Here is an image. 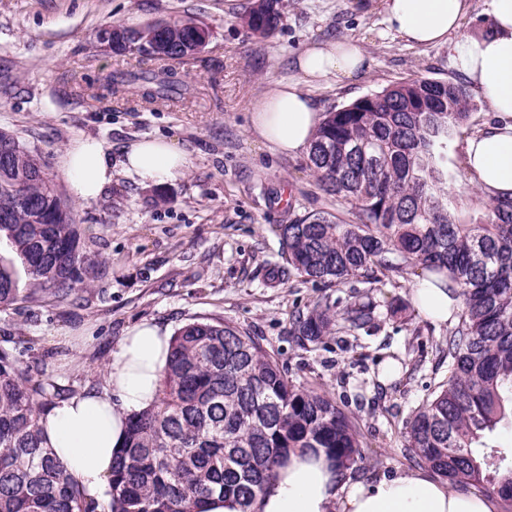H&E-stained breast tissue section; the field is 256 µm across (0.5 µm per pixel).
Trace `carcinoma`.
<instances>
[{
	"label": "carcinoma",
	"instance_id": "cac0c4a2",
	"mask_svg": "<svg viewBox=\"0 0 512 512\" xmlns=\"http://www.w3.org/2000/svg\"><path fill=\"white\" fill-rule=\"evenodd\" d=\"M282 0H249L243 21L268 37ZM133 48L165 62L194 56L210 29L192 19L139 31L109 25L100 48ZM146 96L175 92L169 70L122 73ZM461 82L410 78L325 113L307 150L319 187L346 205L349 224L326 212L291 213L274 225L281 275L327 287L357 281L369 289L417 267L419 278L459 289L464 309L448 336V381L406 424L408 447L453 485L512 498L511 452L486 448V434L512 420V195L492 197L486 219L458 224L441 160L469 127ZM0 308L65 302L94 273L72 204L37 150L0 132ZM369 332L375 306L361 294L342 311L326 299L291 317L290 332L319 344L338 331ZM70 389L36 378L0 347V512H206L214 496L241 512L258 501L294 448H321L342 470L361 456L347 415L326 395L293 383L260 340L223 321L192 319L172 338L158 402L129 420L112 461L104 504L87 497L45 447L39 417Z\"/></svg>",
	"mask_w": 512,
	"mask_h": 512
}]
</instances>
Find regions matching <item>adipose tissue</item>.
Segmentation results:
<instances>
[{
    "mask_svg": "<svg viewBox=\"0 0 512 512\" xmlns=\"http://www.w3.org/2000/svg\"><path fill=\"white\" fill-rule=\"evenodd\" d=\"M391 27L414 45L442 43L465 20L467 0H383ZM496 30L482 41L462 40L455 51L465 76L487 101L498 121L466 139L462 162L476 187L497 196L512 194V0H488ZM367 65L352 41L314 45L297 66L307 79L350 78ZM256 133L278 152L308 149L322 118L310 98L292 84L277 85L252 109ZM190 163L173 141L151 137L134 143L123 166L144 187L161 185ZM64 174L75 199H96L112 182V156L92 137L68 149ZM415 302L426 317L444 322L462 308L461 297L420 288ZM171 336L155 323H142L123 336L105 368L106 386L59 400L40 424L47 447L85 491L101 499L111 475L112 456L124 443L129 417L154 405L168 363ZM260 512H493L492 502L455 491L424 469L402 472L376 483L343 479L325 453L295 450L259 501Z\"/></svg>",
    "mask_w": 512,
    "mask_h": 512,
    "instance_id": "adipose-tissue-1",
    "label": "adipose tissue"
}]
</instances>
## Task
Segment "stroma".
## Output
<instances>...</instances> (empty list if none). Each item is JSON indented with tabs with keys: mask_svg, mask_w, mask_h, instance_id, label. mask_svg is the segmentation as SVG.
I'll use <instances>...</instances> for the list:
<instances>
[{
	"mask_svg": "<svg viewBox=\"0 0 512 512\" xmlns=\"http://www.w3.org/2000/svg\"><path fill=\"white\" fill-rule=\"evenodd\" d=\"M247 0H0V130L37 148L63 175L78 138L100 139L112 153V183L76 203L77 220L101 264L79 302L0 309V346L13 348L36 377L80 391L101 389L105 366L125 333L142 322L176 330L192 319L232 322L261 339L294 383L326 393L360 435L361 458L346 476L374 482L421 468L406 446L405 425L448 379V324L425 318L413 301L416 273L399 287L373 289L371 335L337 333L318 345L290 332L291 313L324 296L348 300L350 286L326 289L291 276L273 231L297 212L345 207L325 195L306 153L273 152L252 130V103L279 83L299 86L320 112L418 77L456 80L459 39L489 37L487 0H469L461 33L444 45L413 46L387 21L382 0H284L274 36L242 20ZM193 18L212 36L205 49L172 64L186 94L152 103L141 83L111 94L113 75L140 72L137 51L97 52L98 29H131ZM356 41L369 59L355 78L307 82L297 59L311 45ZM153 136L172 139L190 158L182 176L142 187L121 167L125 149ZM457 222H479L486 196L456 150ZM33 347H26V340Z\"/></svg>",
	"mask_w": 512,
	"mask_h": 512,
	"instance_id": "stroma-1",
	"label": "stroma"
}]
</instances>
